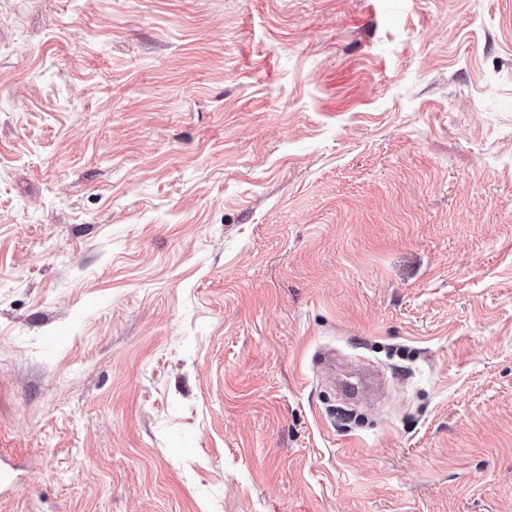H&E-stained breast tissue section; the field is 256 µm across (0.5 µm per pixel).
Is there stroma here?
Masks as SVG:
<instances>
[{"label": "stroma", "instance_id": "35a3bbf8", "mask_svg": "<svg viewBox=\"0 0 512 512\" xmlns=\"http://www.w3.org/2000/svg\"><path fill=\"white\" fill-rule=\"evenodd\" d=\"M3 459L0 512H512V0H0Z\"/></svg>", "mask_w": 512, "mask_h": 512}]
</instances>
